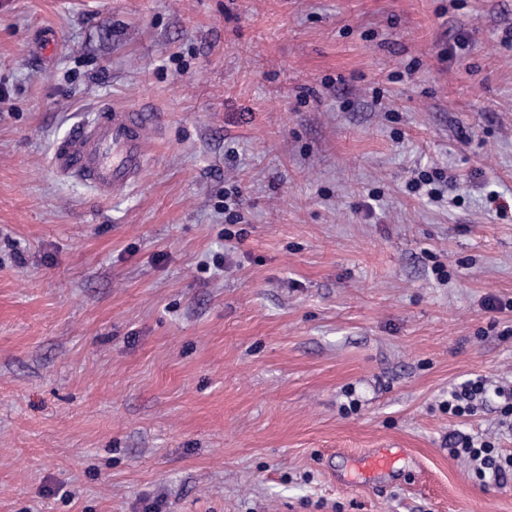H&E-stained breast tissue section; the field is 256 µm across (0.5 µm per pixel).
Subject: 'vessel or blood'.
<instances>
[{"label": "vessel or blood", "instance_id": "vessel-or-blood-1", "mask_svg": "<svg viewBox=\"0 0 512 512\" xmlns=\"http://www.w3.org/2000/svg\"><path fill=\"white\" fill-rule=\"evenodd\" d=\"M154 123L153 115L136 109H102L56 147L55 164L101 195L119 194L133 185L147 162V135Z\"/></svg>", "mask_w": 512, "mask_h": 512}]
</instances>
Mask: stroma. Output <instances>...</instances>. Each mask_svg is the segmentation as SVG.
<instances>
[{"label": "stroma", "mask_w": 512, "mask_h": 512, "mask_svg": "<svg viewBox=\"0 0 512 512\" xmlns=\"http://www.w3.org/2000/svg\"><path fill=\"white\" fill-rule=\"evenodd\" d=\"M509 32L512 0H0V512H512L448 452L512 455ZM103 107L160 119L109 198L53 164ZM488 392L487 380L482 376L469 378L448 392L445 402L448 414L455 417L471 416L477 410V400L485 398Z\"/></svg>", "instance_id": "stroma-1"}]
</instances>
